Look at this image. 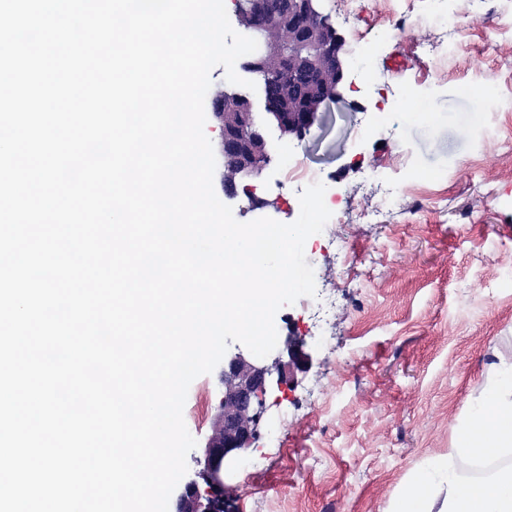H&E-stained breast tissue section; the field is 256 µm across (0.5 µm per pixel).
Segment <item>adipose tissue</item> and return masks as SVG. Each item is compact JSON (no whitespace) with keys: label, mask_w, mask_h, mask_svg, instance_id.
I'll return each mask as SVG.
<instances>
[{"label":"adipose tissue","mask_w":512,"mask_h":512,"mask_svg":"<svg viewBox=\"0 0 512 512\" xmlns=\"http://www.w3.org/2000/svg\"><path fill=\"white\" fill-rule=\"evenodd\" d=\"M512 447V364L499 368L455 432L451 455L459 461L494 456ZM451 458V459H452ZM449 461V460H448ZM447 460L420 472L391 512H512V470L483 483L462 479Z\"/></svg>","instance_id":"obj_1"}]
</instances>
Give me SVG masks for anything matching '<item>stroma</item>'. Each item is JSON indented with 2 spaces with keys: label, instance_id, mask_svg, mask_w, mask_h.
Returning a JSON list of instances; mask_svg holds the SVG:
<instances>
[{
  "label": "stroma",
  "instance_id": "35a3bbf8",
  "mask_svg": "<svg viewBox=\"0 0 512 512\" xmlns=\"http://www.w3.org/2000/svg\"><path fill=\"white\" fill-rule=\"evenodd\" d=\"M320 8L344 40L351 86L304 140L268 128L275 157L254 183L264 203L230 205L241 222H294L286 170L295 159L342 190L348 209L304 247L336 308L322 323L300 301L277 312L278 335L304 336L312 360L289 389L267 393L270 425L226 479L231 512H388L411 475L447 453L494 365L512 362V174L499 163L493 114L472 109L491 97L512 114V0H417L397 29L403 0ZM452 17L464 38L445 58ZM367 75L399 98L426 94V113L384 119L374 98L352 90ZM413 176L437 194L427 211L416 209ZM383 180L396 190L390 207ZM364 207L373 220L361 219ZM221 396L215 372L189 387V473Z\"/></svg>",
  "mask_w": 512,
  "mask_h": 512
}]
</instances>
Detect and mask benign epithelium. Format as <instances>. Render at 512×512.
Listing matches in <instances>:
<instances>
[{
	"mask_svg": "<svg viewBox=\"0 0 512 512\" xmlns=\"http://www.w3.org/2000/svg\"><path fill=\"white\" fill-rule=\"evenodd\" d=\"M235 17L258 44L243 69L271 84L273 92L263 95V111L256 112L247 97L218 90L212 97V114L221 131L226 194L234 198L241 191L256 205L251 181L272 162L265 120L275 123L282 138H304L320 121L322 106L341 98L344 42L319 10L318 0H288L283 15L267 11L263 0H250ZM306 74L314 75L316 83L303 95L298 79ZM304 346L305 338L290 332L279 338L270 362L242 352L225 356L224 392L204 446L202 468L184 485L174 512H224L225 478L252 448L267 411V392L293 381L303 369L308 360Z\"/></svg>",
	"mask_w": 512,
	"mask_h": 512,
	"instance_id": "1",
	"label": "benign epithelium"
}]
</instances>
